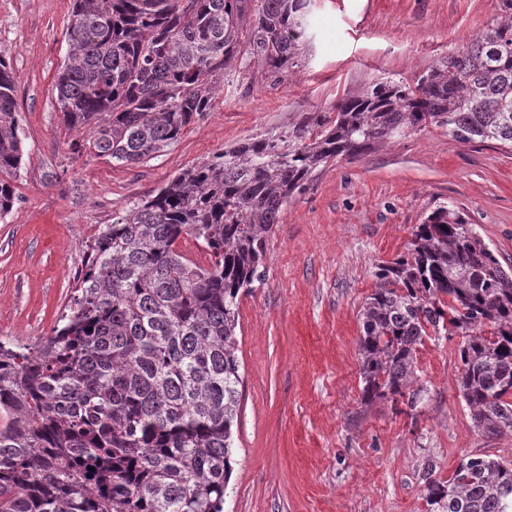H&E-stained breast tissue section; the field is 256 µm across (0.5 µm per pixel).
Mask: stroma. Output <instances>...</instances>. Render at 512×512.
Here are the masks:
<instances>
[{
  "label": "stroma",
  "mask_w": 512,
  "mask_h": 512,
  "mask_svg": "<svg viewBox=\"0 0 512 512\" xmlns=\"http://www.w3.org/2000/svg\"><path fill=\"white\" fill-rule=\"evenodd\" d=\"M501 0H313L300 65L274 78L250 59L210 112L158 156L121 166L75 152L57 107L73 0H0V57L16 84L24 137L16 201L0 219V341L48 336L74 294L99 227L232 143L283 129L381 79L414 81L500 11ZM453 205L512 268V152L428 127L329 164L293 195L267 239L264 280L241 295L243 377L224 512H430L423 473L460 459L512 462V431L473 424L459 395L460 337L426 340L416 415L364 404L358 314L377 264L414 225Z\"/></svg>",
  "instance_id": "stroma-1"
}]
</instances>
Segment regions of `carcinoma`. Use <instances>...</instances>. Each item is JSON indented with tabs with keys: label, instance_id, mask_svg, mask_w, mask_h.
Masks as SVG:
<instances>
[{
	"label": "carcinoma",
	"instance_id": "1",
	"mask_svg": "<svg viewBox=\"0 0 512 512\" xmlns=\"http://www.w3.org/2000/svg\"><path fill=\"white\" fill-rule=\"evenodd\" d=\"M311 0H74L55 84L85 150L134 165L208 112L244 53L298 66ZM512 149V0L469 45L412 84L383 80L278 132L242 140L98 230L52 333L0 341V512H224L243 379L240 294L294 193L339 157L429 127ZM23 136L0 58V218L15 203ZM192 237L209 255L188 259ZM360 313L362 399L424 402L416 366L432 335L460 336L459 392L474 425L512 429V271L459 208L436 207L381 265ZM441 512H512V462L486 454L441 481Z\"/></svg>",
	"mask_w": 512,
	"mask_h": 512
}]
</instances>
